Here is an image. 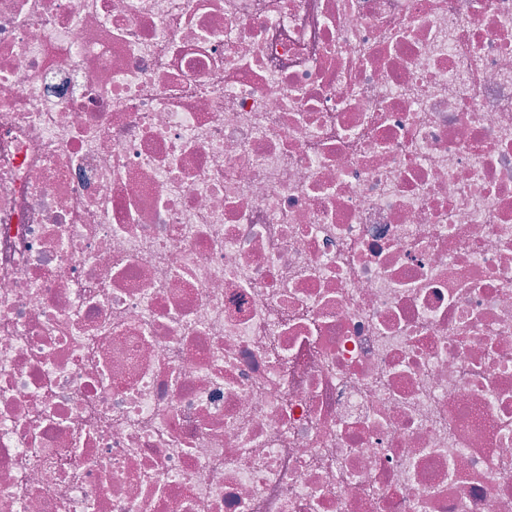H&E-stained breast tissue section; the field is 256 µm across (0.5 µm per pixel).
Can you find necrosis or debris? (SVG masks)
I'll use <instances>...</instances> for the list:
<instances>
[{
  "label": "necrosis or debris",
  "instance_id": "obj_1",
  "mask_svg": "<svg viewBox=\"0 0 512 512\" xmlns=\"http://www.w3.org/2000/svg\"><path fill=\"white\" fill-rule=\"evenodd\" d=\"M0 512H512V0H0Z\"/></svg>",
  "mask_w": 512,
  "mask_h": 512
}]
</instances>
